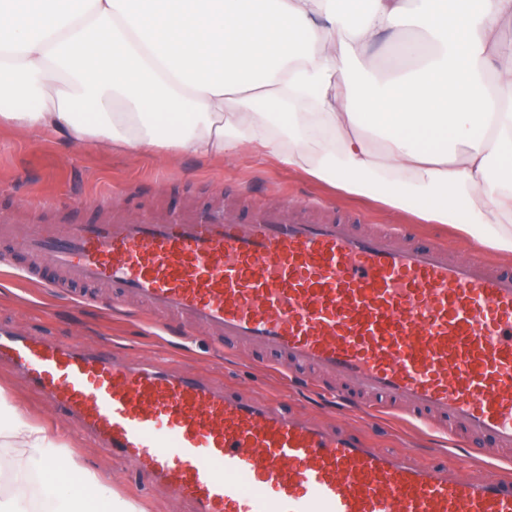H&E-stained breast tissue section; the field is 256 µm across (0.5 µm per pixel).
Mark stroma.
Returning <instances> with one entry per match:
<instances>
[{"instance_id":"obj_1","label":"stroma","mask_w":512,"mask_h":512,"mask_svg":"<svg viewBox=\"0 0 512 512\" xmlns=\"http://www.w3.org/2000/svg\"><path fill=\"white\" fill-rule=\"evenodd\" d=\"M287 197L311 206L316 216L349 217L357 228L401 227L421 238L438 239L459 256L480 251L494 263L504 261L453 224L427 223L380 201L332 189L272 156L259 158L244 151L205 162L172 149L141 155L109 153L89 142L60 144L49 132L0 126V216L20 231L34 222L100 223L111 219L117 208L132 217L164 221L196 210L229 208L244 213L274 208ZM111 294V289L96 285L40 288L0 272V324L51 340L80 337L107 345L121 358H157L172 370L192 369L241 394L282 399L290 409L326 426L355 430L372 447L409 451L422 465L434 461V438L403 421L363 418L336 409L322 396L295 390L291 378L259 366L263 350L247 348L234 361H225L211 352L217 338L175 326L159 328L133 301L110 307ZM0 394L12 408L10 416L0 419V427L10 428L16 419L45 426L104 490L133 501L140 512H195L191 501L173 497L132 463L113 457L93 438L54 417L23 381L1 365Z\"/></svg>"}]
</instances>
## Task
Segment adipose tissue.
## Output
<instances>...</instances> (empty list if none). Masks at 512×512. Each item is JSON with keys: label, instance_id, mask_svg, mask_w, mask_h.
Listing matches in <instances>:
<instances>
[{"label": "adipose tissue", "instance_id": "adipose-tissue-1", "mask_svg": "<svg viewBox=\"0 0 512 512\" xmlns=\"http://www.w3.org/2000/svg\"><path fill=\"white\" fill-rule=\"evenodd\" d=\"M506 22L512 0H0V122L200 158L252 144L512 255V69L485 81ZM409 27L389 75H363L377 37ZM294 97L284 155L256 104ZM9 435L0 512H138L92 474L68 488L44 428Z\"/></svg>", "mask_w": 512, "mask_h": 512}]
</instances>
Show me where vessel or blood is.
Listing matches in <instances>:
<instances>
[{
    "label": "vessel or blood",
    "instance_id": "obj_1",
    "mask_svg": "<svg viewBox=\"0 0 512 512\" xmlns=\"http://www.w3.org/2000/svg\"><path fill=\"white\" fill-rule=\"evenodd\" d=\"M0 240L75 285L112 284L163 321L274 352L335 381L336 403L405 414L478 467L417 464L346 429L193 371L0 331V360L103 448L195 512H512V271L437 241L317 222L303 210L168 223L0 224Z\"/></svg>",
    "mask_w": 512,
    "mask_h": 512
}]
</instances>
